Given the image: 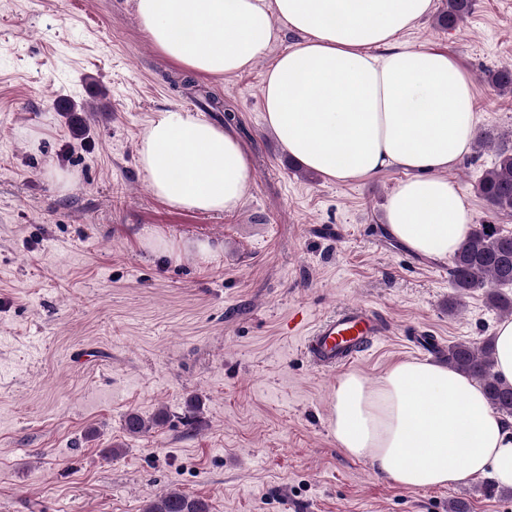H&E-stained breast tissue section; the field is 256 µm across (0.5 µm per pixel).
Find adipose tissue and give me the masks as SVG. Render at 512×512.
<instances>
[{
	"label": "adipose tissue",
	"instance_id": "1",
	"mask_svg": "<svg viewBox=\"0 0 512 512\" xmlns=\"http://www.w3.org/2000/svg\"><path fill=\"white\" fill-rule=\"evenodd\" d=\"M155 48L188 71L219 78L250 69L283 31L297 35L267 71L266 125L290 157L333 181L392 166L411 176L389 195L388 230L413 251L453 256L472 216L446 174L478 132L469 75L447 53L399 36L432 0H135ZM152 192L206 213L239 208L252 182L232 126L177 107L137 144ZM328 428L337 448L404 488L449 487L486 475L512 487V422L469 377L426 360L393 364L377 381L344 374ZM459 466H452V459Z\"/></svg>",
	"mask_w": 512,
	"mask_h": 512
}]
</instances>
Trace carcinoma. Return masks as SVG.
<instances>
[{"mask_svg": "<svg viewBox=\"0 0 512 512\" xmlns=\"http://www.w3.org/2000/svg\"><path fill=\"white\" fill-rule=\"evenodd\" d=\"M475 0H446V8L437 16L443 29L460 26L473 13ZM486 78L501 93H512V65L486 72ZM197 103L209 112L224 111V102L216 94L201 90ZM475 191L497 212H512V150L499 149L495 162L485 169ZM449 279L456 296L484 291L492 307L512 315V297L503 289L512 287V234L501 232L494 224H478L469 232L459 251L452 257ZM438 358L453 370L477 381L489 406L505 417H512V383L495 372V341L490 337L476 346L453 342L436 348ZM164 414L150 421L137 413L124 418V430L136 436L159 426ZM144 512H209L208 504L178 490H171L148 501Z\"/></svg>", "mask_w": 512, "mask_h": 512, "instance_id": "cac0c4a2", "label": "carcinoma"}]
</instances>
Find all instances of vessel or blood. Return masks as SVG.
<instances>
[{"instance_id":"b4317fda","label":"vessel or blood","mask_w":512,"mask_h":512,"mask_svg":"<svg viewBox=\"0 0 512 512\" xmlns=\"http://www.w3.org/2000/svg\"><path fill=\"white\" fill-rule=\"evenodd\" d=\"M388 333L387 325L372 309L349 305L316 321L304 334L301 350L316 368L335 370L352 364Z\"/></svg>"}]
</instances>
